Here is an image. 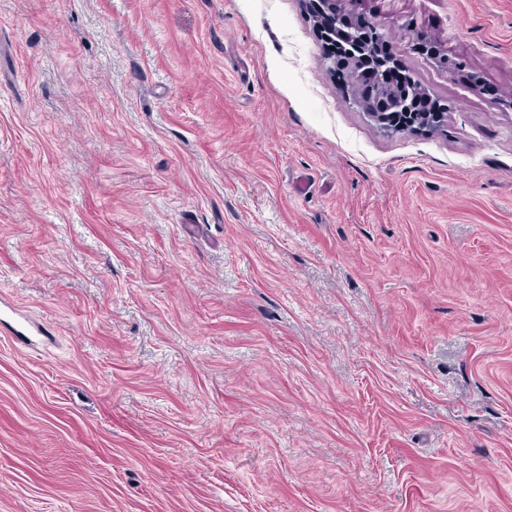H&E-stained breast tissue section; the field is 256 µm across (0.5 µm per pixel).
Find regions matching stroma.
Returning <instances> with one entry per match:
<instances>
[{"mask_svg":"<svg viewBox=\"0 0 512 512\" xmlns=\"http://www.w3.org/2000/svg\"><path fill=\"white\" fill-rule=\"evenodd\" d=\"M358 9L440 130L305 0H0V512H512V0ZM313 13L319 18L323 38L334 40L336 33L345 47L341 71L346 72L348 83L356 88V97L350 99L353 106L365 112L378 127L389 135L400 134L415 129L439 127L447 112H418L419 104L407 93L400 95L402 87L361 79L363 68L373 74L383 75L399 68L396 55L387 48L389 36L384 25L371 18L361 17L356 11L345 8L336 12V0H308ZM323 24V25H322ZM356 78L361 81L355 84ZM386 111V112H377Z\"/></svg>","mask_w":512,"mask_h":512,"instance_id":"35a3bbf8","label":"stroma"}]
</instances>
